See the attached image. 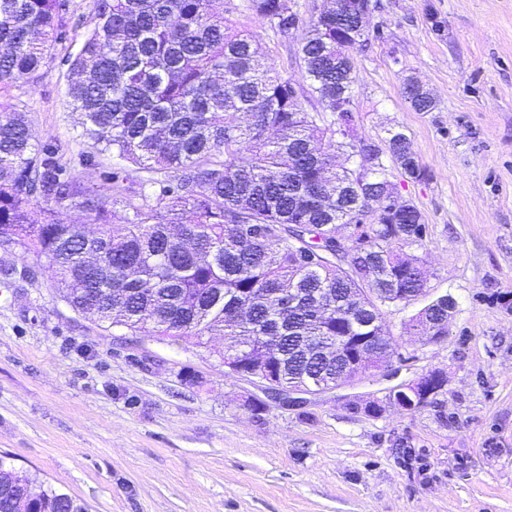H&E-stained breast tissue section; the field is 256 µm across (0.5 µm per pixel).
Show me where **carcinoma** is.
Masks as SVG:
<instances>
[{
    "instance_id": "obj_1",
    "label": "carcinoma",
    "mask_w": 512,
    "mask_h": 512,
    "mask_svg": "<svg viewBox=\"0 0 512 512\" xmlns=\"http://www.w3.org/2000/svg\"><path fill=\"white\" fill-rule=\"evenodd\" d=\"M247 7L277 33L296 39L302 82L270 70L259 36L224 18V0H101L97 21L70 60L67 95L82 117L83 134L122 161L148 173L139 200L127 196L129 173H103L106 198L86 187L60 162L50 144L33 137L20 112L0 105V239L17 236L36 263L13 274L33 279L47 270L76 311L132 332L181 340L224 360L206 336L244 345L248 354L276 336L270 375L290 380L336 379L346 363L316 344V336H359V324L383 319L384 308L426 287L420 259L402 252L428 235L410 204L381 212L372 224L352 216L395 190L386 161L411 180L426 169L402 132L388 137L368 179L336 166L335 147L364 159L367 141H336V123L302 107L301 86L320 112H336L344 95L356 109L352 53L368 40L367 21L346 10H324L304 20L287 0H248ZM68 0H0V85L28 78L63 38ZM403 94L416 112L434 97L406 79ZM69 202L85 223L105 227L90 238L55 208ZM351 228L366 260L383 281L360 274L352 254L336 260L338 227ZM97 245L109 276L86 272L84 255ZM358 288H395L379 296L356 321L319 320L306 304L326 291L352 307ZM299 305L280 309L290 291ZM253 294L248 317L237 306ZM414 323L435 321L442 299ZM85 512L84 505L0 457V512Z\"/></svg>"
}]
</instances>
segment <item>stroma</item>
Here are the masks:
<instances>
[{
  "instance_id": "stroma-1",
  "label": "stroma",
  "mask_w": 512,
  "mask_h": 512,
  "mask_svg": "<svg viewBox=\"0 0 512 512\" xmlns=\"http://www.w3.org/2000/svg\"><path fill=\"white\" fill-rule=\"evenodd\" d=\"M97 0H69L66 36L29 80L0 89L39 142L98 187L118 160L86 166L90 141L68 105V55L93 26ZM228 17L267 46V66L299 78L293 38L245 0ZM354 52L358 136L400 131L427 177L396 165L398 196L428 227V293L387 307L394 376L306 395L303 410L267 403L256 385L204 349L132 335L73 310L48 274H0V456L88 512H512V0H377ZM418 79L435 97L414 111ZM451 295L448 334L409 327L429 299ZM440 371L443 390L415 412L369 417L350 402ZM412 460H404V452ZM403 94L414 111L431 112L436 106L434 97L423 86L409 78L403 83Z\"/></svg>"
}]
</instances>
